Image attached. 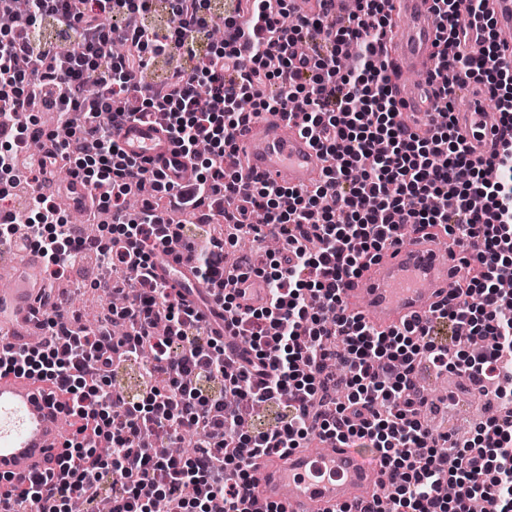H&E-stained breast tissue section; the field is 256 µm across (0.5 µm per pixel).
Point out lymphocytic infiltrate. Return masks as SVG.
<instances>
[{"instance_id": "obj_1", "label": "lymphocytic infiltrate", "mask_w": 512, "mask_h": 512, "mask_svg": "<svg viewBox=\"0 0 512 512\" xmlns=\"http://www.w3.org/2000/svg\"><path fill=\"white\" fill-rule=\"evenodd\" d=\"M280 22L286 0H237L234 15L214 17L209 0H169L173 24L165 33L107 25L115 14L145 15L153 0H0V12L19 9L15 25L0 29V100L10 111L56 115L55 151L30 150L29 127L14 126L0 147V199L19 184L31 190L28 234L52 279L62 278L86 250L75 227L61 223L42 191L48 165L63 160L72 175L103 189L98 206L112 216V237L129 252L102 247L103 266L123 272L133 293L97 328L67 331V342L4 355L0 375L23 374L62 397L78 434L60 465L62 482L36 476L29 488L0 491V512H20L45 497L48 512L81 500L98 512H251L242 490L250 462L316 439L352 442L376 452L393 489L390 512H512V407L486 419L463 444L433 437L419 417L415 365L425 356L474 381H491L495 396L512 404V295L499 283L512 277V58L498 42L466 51L469 32L484 35L492 18L485 0H433L440 36L434 70L440 100H453L457 83L487 76L504 134L489 156L473 155L445 112L430 137L406 130L386 64L390 0H356L338 17L335 0ZM246 15L238 23L237 15ZM52 20L74 49L62 56L42 41L39 26ZM220 47L196 58L195 45L214 26ZM358 51L354 68L334 72L346 45ZM190 58L160 86L139 77L156 56ZM278 112L307 134L330 161L321 185L296 191L243 172L226 170L245 119ZM164 114L173 140L191 162H203L194 183L165 181L158 171L126 158L113 137L130 120ZM239 195L223 211L240 235L273 238L275 259L258 256L248 271L269 293L266 307L238 311L232 294L224 311L244 345V363L226 358L178 297L147 270L153 252L188 234L152 202L126 208L129 193L151 187L174 208L209 206L211 192L228 184ZM446 234L462 265L476 276L450 289L437 319L466 324L455 352L437 345L432 324L373 331L343 315L342 293L403 229ZM222 240L207 237L196 250V277L208 283L236 278L224 263ZM125 323L126 335L112 333ZM142 362L144 388L128 400L112 378ZM278 403L282 418L266 432L241 430L246 405ZM203 434L190 455L164 449L189 430ZM454 455L456 466L443 460Z\"/></svg>"}]
</instances>
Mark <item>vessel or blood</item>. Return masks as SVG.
Returning a JSON list of instances; mask_svg holds the SVG:
<instances>
[{
    "instance_id": "1",
    "label": "vessel or blood",
    "mask_w": 512,
    "mask_h": 512,
    "mask_svg": "<svg viewBox=\"0 0 512 512\" xmlns=\"http://www.w3.org/2000/svg\"><path fill=\"white\" fill-rule=\"evenodd\" d=\"M498 29L508 36L504 55H512V0H489ZM393 11L405 23L392 41L388 64L405 81L396 98L406 123L419 133L439 122L434 110V86L410 83L411 75L432 72L438 19L430 0H392ZM465 104L454 113L458 131L477 156H488L501 131L500 114L484 97L470 89L460 92ZM123 151L145 165L164 171L185 184L197 171L173 144L165 124L128 122L117 133ZM237 152L247 172L268 182H284L303 191L319 184L324 162L310 139L297 127L286 125L281 114H256L237 138ZM0 255L12 268L8 287L0 288V349L16 352L36 340L47 320L69 323L70 311L63 295L52 285L41 254L30 239L16 234L0 244ZM195 251L181 238L158 251L151 262L156 281L192 307L206 334L231 345L224 327V290L199 283L195 276ZM455 271L445 249L424 240L386 246L380 257L343 292L347 313L360 316L375 331L431 319L448 294ZM236 302L250 311L268 302L261 279L248 274L236 284ZM61 400L48 386L31 378L9 374L0 377V486L25 488L31 477H58L59 460L75 429L66 422ZM363 448L334 441L320 447L294 448L258 457L254 483L247 495L258 505L277 503L285 512H340L342 507L366 502L374 484L385 478L380 463L369 460Z\"/></svg>"
}]
</instances>
